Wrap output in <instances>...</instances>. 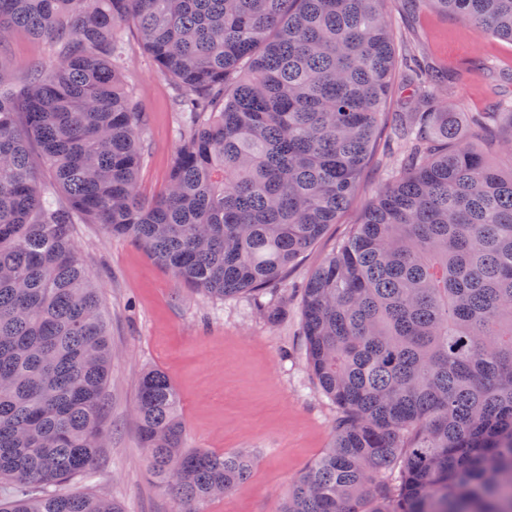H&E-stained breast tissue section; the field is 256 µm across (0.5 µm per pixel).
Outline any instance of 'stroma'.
Returning a JSON list of instances; mask_svg holds the SVG:
<instances>
[{
  "label": "stroma",
  "mask_w": 512,
  "mask_h": 512,
  "mask_svg": "<svg viewBox=\"0 0 512 512\" xmlns=\"http://www.w3.org/2000/svg\"><path fill=\"white\" fill-rule=\"evenodd\" d=\"M394 36H406L437 70L452 74L440 89L457 117L494 111L505 76L512 74V44L482 33L455 16L429 10L406 19L402 0H384ZM125 75L137 89L146 119L149 153L139 174L145 197L164 187L179 143L181 115L173 91L134 32H127ZM493 62L498 77L481 63ZM391 162L367 163L358 196L317 243L301 254L265 303H282L268 321L251 294L221 300L188 288L137 243L108 236L97 224L73 227L100 289L112 345L111 380L104 415L107 442L93 470L69 482V493L106 495L124 512H174L175 505L147 476V458L133 413L137 378L162 370L177 389L187 445L215 453L253 450L248 482L205 507V512H276L303 468L328 447L336 406L319 390L302 336L301 290L360 220L366 204L390 180Z\"/></svg>",
  "instance_id": "obj_1"
}]
</instances>
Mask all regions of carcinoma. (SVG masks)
Returning a JSON list of instances; mask_svg holds the SVG:
<instances>
[{
    "label": "carcinoma",
    "instance_id": "obj_1",
    "mask_svg": "<svg viewBox=\"0 0 512 512\" xmlns=\"http://www.w3.org/2000/svg\"><path fill=\"white\" fill-rule=\"evenodd\" d=\"M382 0H0L52 64L0 63V512H122L60 490L93 469L112 345L72 225L131 238L212 298L258 294L359 193L396 51ZM512 43V0H421ZM133 28L183 113L164 188L139 189ZM390 183L303 290V339L336 404L329 448L276 512H512V166L474 143L512 97L448 119L418 68ZM38 151L62 203L33 161ZM134 413L176 512L245 484L250 450L187 449L168 376Z\"/></svg>",
    "mask_w": 512,
    "mask_h": 512
}]
</instances>
